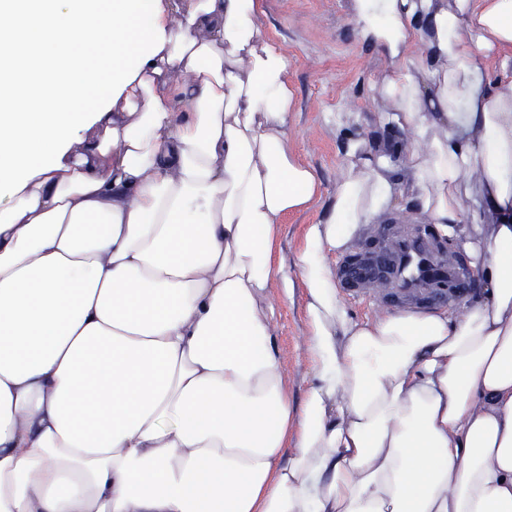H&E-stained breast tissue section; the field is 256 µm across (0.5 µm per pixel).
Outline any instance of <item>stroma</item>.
<instances>
[{"instance_id":"obj_1","label":"stroma","mask_w":512,"mask_h":512,"mask_svg":"<svg viewBox=\"0 0 512 512\" xmlns=\"http://www.w3.org/2000/svg\"><path fill=\"white\" fill-rule=\"evenodd\" d=\"M258 20L290 59L288 82L296 96L290 144L298 161L311 167L321 183L320 196L279 227L278 253L290 286L277 284L271 290L276 342L289 392L299 405L312 368L303 350L309 328L298 261L309 227L323 218L337 180L349 167L344 152L347 131L337 129L332 117L355 113L351 129L377 140L381 131L376 114L382 103L372 86L386 62L374 49L356 44L348 0H259Z\"/></svg>"}]
</instances>
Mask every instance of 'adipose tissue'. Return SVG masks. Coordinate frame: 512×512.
<instances>
[{
  "mask_svg": "<svg viewBox=\"0 0 512 512\" xmlns=\"http://www.w3.org/2000/svg\"><path fill=\"white\" fill-rule=\"evenodd\" d=\"M258 0H0V512H512V0H351L384 130L320 190ZM406 201L478 271L459 313L350 318L326 253Z\"/></svg>",
  "mask_w": 512,
  "mask_h": 512,
  "instance_id": "ef3b65f1",
  "label": "adipose tissue"
}]
</instances>
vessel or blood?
Masks as SVG:
<instances>
[{"label": "vessel or blood", "instance_id": "vessel-or-blood-1", "mask_svg": "<svg viewBox=\"0 0 512 512\" xmlns=\"http://www.w3.org/2000/svg\"><path fill=\"white\" fill-rule=\"evenodd\" d=\"M336 278L345 293L361 301L374 283H383L384 302L421 313L458 304L469 271L449 261L430 235L403 224H384L375 244L362 249L358 261L342 258Z\"/></svg>", "mask_w": 512, "mask_h": 512}]
</instances>
